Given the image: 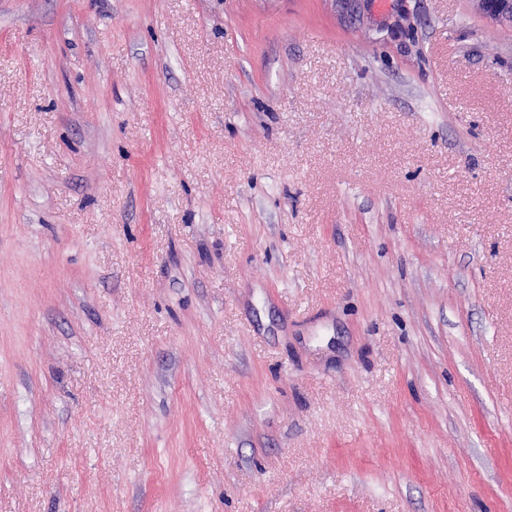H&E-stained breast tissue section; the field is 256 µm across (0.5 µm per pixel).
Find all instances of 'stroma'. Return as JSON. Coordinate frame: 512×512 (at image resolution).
<instances>
[{
  "label": "stroma",
  "instance_id": "obj_1",
  "mask_svg": "<svg viewBox=\"0 0 512 512\" xmlns=\"http://www.w3.org/2000/svg\"><path fill=\"white\" fill-rule=\"evenodd\" d=\"M0 512H512V29L0 0Z\"/></svg>",
  "mask_w": 512,
  "mask_h": 512
}]
</instances>
